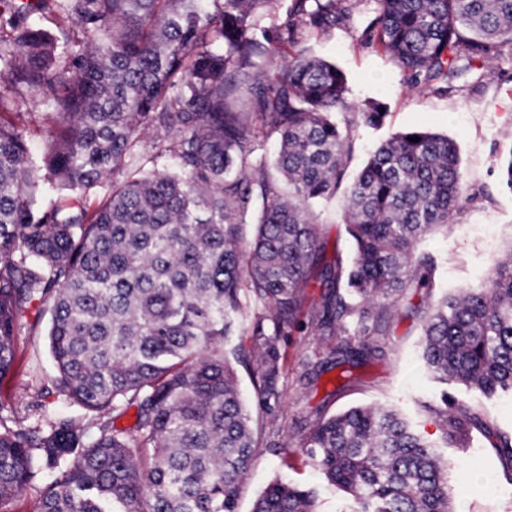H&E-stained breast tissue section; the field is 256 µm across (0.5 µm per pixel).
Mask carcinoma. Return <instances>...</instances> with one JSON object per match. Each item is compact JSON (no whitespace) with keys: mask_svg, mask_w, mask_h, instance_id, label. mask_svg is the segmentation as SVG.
Here are the masks:
<instances>
[{"mask_svg":"<svg viewBox=\"0 0 512 512\" xmlns=\"http://www.w3.org/2000/svg\"><path fill=\"white\" fill-rule=\"evenodd\" d=\"M279 2L0 0V109L24 90L52 107L36 160L25 126L0 118V379L36 301L57 389L82 409L46 429L0 422V512L44 471L55 478L39 512H237L258 447L237 367L276 394L280 340L303 330L340 337L307 356L312 380L361 366L380 352L390 300L431 287L437 261L418 244L458 207L456 143L397 132L344 181L359 129L388 112L353 103L343 71L305 43L354 0ZM375 3L359 40L420 94L448 93L512 45V0ZM260 136L278 144L270 165L249 149ZM340 189L348 270L326 259L313 211ZM313 281L322 303L300 321ZM421 336L435 380L512 392V248L487 286L427 306ZM131 407L134 425L117 427ZM436 415L447 443L468 432L463 413ZM302 448L347 512H453L432 446L392 410L319 418ZM252 512H320L318 493L275 479Z\"/></svg>","mask_w":512,"mask_h":512,"instance_id":"obj_1","label":"carcinoma"}]
</instances>
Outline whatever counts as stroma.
I'll return each mask as SVG.
<instances>
[{
	"label": "stroma",
	"mask_w": 512,
	"mask_h": 512,
	"mask_svg": "<svg viewBox=\"0 0 512 512\" xmlns=\"http://www.w3.org/2000/svg\"><path fill=\"white\" fill-rule=\"evenodd\" d=\"M374 8L373 0H356L345 24L310 43L314 54L344 71L354 103L378 99L388 106L382 128L361 129L348 173L356 175L372 145L394 132L420 128L445 134L459 147V208L447 234L426 236L419 245L438 261L432 288L411 287L394 299L393 316L379 339L382 355L355 368L348 386H341L335 370L304 383L306 356L320 340L300 333L281 345L284 370L278 397L259 400L251 375L240 371L241 391L264 432L241 486L238 510L250 512L257 495L278 475L304 487H320L318 473L300 448L307 420L372 404L398 411L416 434L435 445L448 465L450 486H457L462 468L482 475L483 484L468 494L463 512H512V460L495 449L499 437L512 435V395L486 397L456 382H435L423 368L419 348L420 317L428 301L484 286L493 261L512 246V193L500 180L501 165L512 154V53L488 61L480 78L453 85L447 94L422 95L406 86L402 72L384 53L361 45L360 30ZM314 212L328 251L351 261L342 197L316 205ZM46 329L38 304L19 315L15 365L0 380L1 418L21 416L40 426L48 418L72 413V406L56 394ZM445 399L457 411L479 414L485 422L484 428L471 430L465 445L444 443L433 408ZM272 423L277 426L273 432L268 429ZM491 480L504 486L503 494L489 492Z\"/></svg>",
	"instance_id": "35a3bbf8"
}]
</instances>
